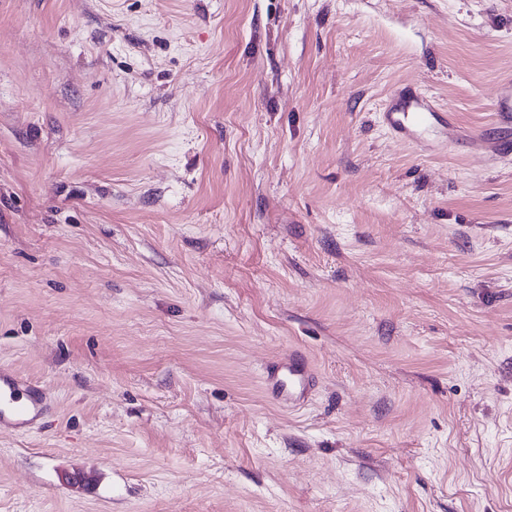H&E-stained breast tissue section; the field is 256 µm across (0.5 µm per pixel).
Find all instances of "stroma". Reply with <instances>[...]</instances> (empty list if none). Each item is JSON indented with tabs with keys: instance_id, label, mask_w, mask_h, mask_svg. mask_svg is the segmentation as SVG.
Wrapping results in <instances>:
<instances>
[{
	"instance_id": "1",
	"label": "stroma",
	"mask_w": 512,
	"mask_h": 512,
	"mask_svg": "<svg viewBox=\"0 0 512 512\" xmlns=\"http://www.w3.org/2000/svg\"><path fill=\"white\" fill-rule=\"evenodd\" d=\"M509 72L512 0H0V512H512ZM493 113L497 124H512V78L501 82L493 104ZM410 113L414 114L421 121L435 119L444 125H451L452 113L450 111H448V114L446 112H439V108L430 100L416 94L406 95L398 93L394 98L393 104L385 113V117L388 124L394 130L404 132L407 129L404 122L409 123L408 117ZM313 380L310 363L300 353L290 351L280 363L267 371L264 384L271 400L292 404L305 399ZM50 411L45 390L13 372H0V428L27 432Z\"/></svg>"
}]
</instances>
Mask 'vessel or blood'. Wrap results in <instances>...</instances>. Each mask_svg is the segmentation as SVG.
Wrapping results in <instances>:
<instances>
[{
    "mask_svg": "<svg viewBox=\"0 0 512 512\" xmlns=\"http://www.w3.org/2000/svg\"><path fill=\"white\" fill-rule=\"evenodd\" d=\"M496 123L512 124V78L501 82L493 104ZM419 120L435 119L450 124V114L441 112L426 98L416 94H397L385 114L388 124L396 131L406 129L409 116ZM314 380L310 363L297 352H288L272 366L264 384L271 400L291 403L305 399ZM51 410V400L45 390L15 373L0 372V428L14 432L29 431Z\"/></svg>",
    "mask_w": 512,
    "mask_h": 512,
    "instance_id": "1",
    "label": "vessel or blood"
}]
</instances>
